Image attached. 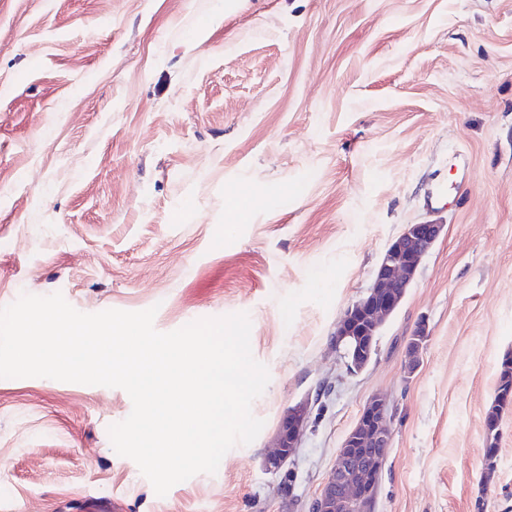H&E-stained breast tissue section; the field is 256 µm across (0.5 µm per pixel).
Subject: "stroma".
<instances>
[{"instance_id":"stroma-1","label":"stroma","mask_w":512,"mask_h":512,"mask_svg":"<svg viewBox=\"0 0 512 512\" xmlns=\"http://www.w3.org/2000/svg\"><path fill=\"white\" fill-rule=\"evenodd\" d=\"M442 221L371 364L333 346L404 225ZM248 313L264 427L157 496L120 388L0 378V512H310L367 399L376 512H512V0H0V307ZM428 337L415 371L406 344ZM310 399L285 468L288 406ZM412 338L407 344L408 371H415L419 365L420 354L428 336L425 323H418L412 333ZM309 409L308 401H300L284 413L275 437L274 450L265 459L267 469L280 470L299 447L307 429Z\"/></svg>"}]
</instances>
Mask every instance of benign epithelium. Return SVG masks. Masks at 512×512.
<instances>
[{
    "mask_svg": "<svg viewBox=\"0 0 512 512\" xmlns=\"http://www.w3.org/2000/svg\"><path fill=\"white\" fill-rule=\"evenodd\" d=\"M443 229L437 219L407 224L386 247L372 285L346 309L336 325L333 341L349 372L360 373L372 362L373 343L385 320L402 304L419 265ZM427 336L425 323H418L406 347L411 373L419 365ZM309 409V402L301 401L284 413L274 450L265 459L267 469L280 470L299 447L307 429ZM391 441L389 402L373 396L346 435L314 500L312 512H375Z\"/></svg>",
    "mask_w": 512,
    "mask_h": 512,
    "instance_id": "benign-epithelium-1",
    "label": "benign epithelium"
}]
</instances>
